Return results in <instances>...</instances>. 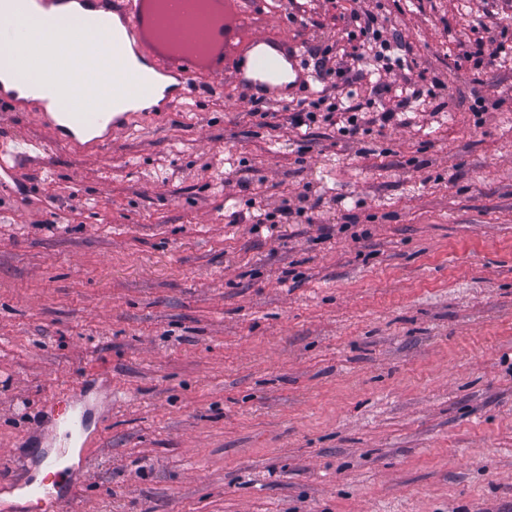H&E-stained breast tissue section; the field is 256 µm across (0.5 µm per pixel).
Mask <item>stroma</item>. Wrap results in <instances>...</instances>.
I'll use <instances>...</instances> for the list:
<instances>
[{"mask_svg": "<svg viewBox=\"0 0 512 512\" xmlns=\"http://www.w3.org/2000/svg\"><path fill=\"white\" fill-rule=\"evenodd\" d=\"M380 3L408 121L347 144L213 83L0 192V459L39 475L88 382L74 512H512V0ZM295 4L252 29L331 45L371 0ZM485 45L486 42L483 37L476 39L475 42L468 46L463 52V57L467 60L473 59L474 65L479 68L483 65L487 66L491 64L504 52L503 44L498 43L492 51L486 54ZM68 402L73 414L66 422V436L77 448H81V454L87 457L91 448H99L101 445V427L94 433H88L85 424L87 396L82 389H72Z\"/></svg>", "mask_w": 512, "mask_h": 512, "instance_id": "1", "label": "stroma"}]
</instances>
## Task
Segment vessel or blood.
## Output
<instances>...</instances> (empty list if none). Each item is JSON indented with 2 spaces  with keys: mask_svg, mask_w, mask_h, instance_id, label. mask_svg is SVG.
I'll return each mask as SVG.
<instances>
[{
  "mask_svg": "<svg viewBox=\"0 0 512 512\" xmlns=\"http://www.w3.org/2000/svg\"><path fill=\"white\" fill-rule=\"evenodd\" d=\"M82 6L94 12L115 15L123 23L126 42H113L109 30L94 26L91 38L81 40L77 34L83 25L74 15L59 22L54 28L42 31L41 48L29 46L12 49L0 56V69L19 72L26 62L42 63L53 84L63 85L72 104L63 122H56L48 112H39L42 124L51 129L56 144L77 153H90L111 142L119 132L128 129L127 115L123 112L104 113L105 100L121 102L147 95L150 91L146 76L130 67L126 59L136 54L155 71L172 77L167 89V107L177 108L196 89V80L204 74L230 73L234 84L262 88L276 93L283 85L297 88L312 84L314 77L305 71L300 61L299 47H291L264 36L241 38L243 0H224V20L219 32L198 28L180 16L171 15L163 24L177 41L212 46L210 56L192 53L168 52L143 30V6L146 0H80ZM112 47V63L104 65L103 45ZM87 396L74 389L69 394L72 414L66 423V436L82 454L100 447L101 435L89 432L85 424ZM18 497L19 502L0 508V512H31L32 508L46 505L52 512H70L73 503L72 472L63 457L49 463L41 479L35 480L23 473L12 472L0 476V494Z\"/></svg>",
  "mask_w": 512,
  "mask_h": 512,
  "instance_id": "obj_1",
  "label": "vessel or blood"
}]
</instances>
